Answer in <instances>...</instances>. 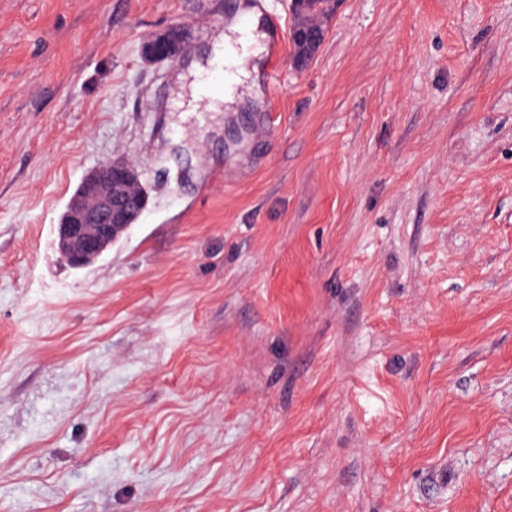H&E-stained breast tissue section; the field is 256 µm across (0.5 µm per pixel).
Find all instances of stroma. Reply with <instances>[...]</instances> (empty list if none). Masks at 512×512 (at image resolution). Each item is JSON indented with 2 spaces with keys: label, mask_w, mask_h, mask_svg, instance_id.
<instances>
[{
  "label": "stroma",
  "mask_w": 512,
  "mask_h": 512,
  "mask_svg": "<svg viewBox=\"0 0 512 512\" xmlns=\"http://www.w3.org/2000/svg\"><path fill=\"white\" fill-rule=\"evenodd\" d=\"M237 4L0 0V512H512V0H338L195 106ZM182 27L186 33L182 39L183 45L175 43L171 38L174 26L169 25L149 36L141 45V57L144 62H177L184 55L185 48L192 40L191 29L185 24H182ZM291 32L296 35L291 34L293 62L297 67H305L314 58L319 48L316 50V47L310 46L307 40L302 41V37L308 38L309 40H315L317 38V32H320V28H313L304 32L297 29V27H294L291 28ZM299 34L302 37L298 36ZM319 36L321 37L322 34L319 33ZM138 169L118 157L82 179L56 224L61 259L74 269L93 266L136 220L119 196L133 190Z\"/></svg>",
  "instance_id": "obj_1"
}]
</instances>
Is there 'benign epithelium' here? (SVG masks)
Listing matches in <instances>:
<instances>
[{"label": "benign epithelium", "mask_w": 512, "mask_h": 512, "mask_svg": "<svg viewBox=\"0 0 512 512\" xmlns=\"http://www.w3.org/2000/svg\"><path fill=\"white\" fill-rule=\"evenodd\" d=\"M183 29L180 44L171 38L170 25L149 36L141 45L144 62L178 61L192 40L191 29L186 25ZM137 180V167L123 157L85 175L56 224L57 249L67 265L74 269L93 266L134 223L136 215L126 213L119 196L132 190Z\"/></svg>", "instance_id": "1"}]
</instances>
